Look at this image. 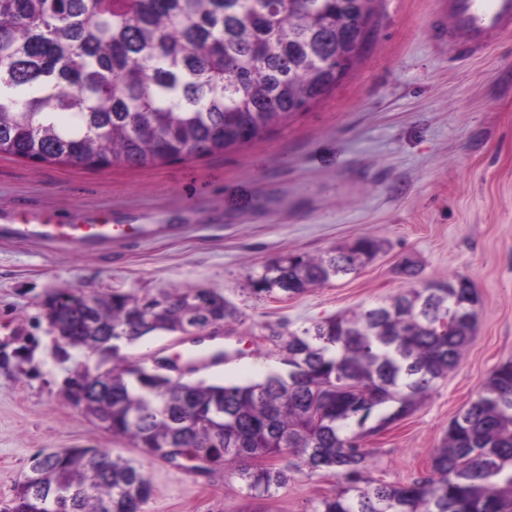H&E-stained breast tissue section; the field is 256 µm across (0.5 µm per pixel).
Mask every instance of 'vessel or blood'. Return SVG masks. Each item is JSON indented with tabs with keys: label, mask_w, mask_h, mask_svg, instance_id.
Instances as JSON below:
<instances>
[{
	"label": "vessel or blood",
	"mask_w": 512,
	"mask_h": 512,
	"mask_svg": "<svg viewBox=\"0 0 512 512\" xmlns=\"http://www.w3.org/2000/svg\"><path fill=\"white\" fill-rule=\"evenodd\" d=\"M448 18V49L464 57L484 54L500 39L512 34V0H441ZM31 223L17 224L14 236L35 238L50 247L84 240L109 241L122 235V228L90 220L75 221L57 215L44 216L31 210Z\"/></svg>",
	"instance_id": "vessel-or-blood-1"
}]
</instances>
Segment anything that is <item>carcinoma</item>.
Here are the masks:
<instances>
[{"label":"carcinoma","mask_w":512,"mask_h":512,"mask_svg":"<svg viewBox=\"0 0 512 512\" xmlns=\"http://www.w3.org/2000/svg\"><path fill=\"white\" fill-rule=\"evenodd\" d=\"M375 0H0V157L83 169L144 167L248 144L304 111L353 68ZM381 250L362 237L319 256L284 253L250 275L256 292L296 293L359 272ZM48 295L64 336L112 335L109 392L101 376L72 387L82 413L112 421L115 437L198 478L222 469L253 500L293 473H332L336 491L310 512H512V361L494 368L448 426L427 476H368L378 434L417 409L471 343L479 296L459 277L428 281L384 303L313 322L288 336L285 375L206 384L137 378L120 356L139 297L87 295L98 326L66 297ZM151 333L201 335L239 309L216 291L169 293ZM451 317L441 331L436 314ZM92 481L65 512H128L153 494L131 461L72 448L40 472L46 492ZM3 512H39L28 475Z\"/></svg>","instance_id":"1"}]
</instances>
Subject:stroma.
<instances>
[{
	"label": "stroma",
	"mask_w": 512,
	"mask_h": 512,
	"mask_svg": "<svg viewBox=\"0 0 512 512\" xmlns=\"http://www.w3.org/2000/svg\"><path fill=\"white\" fill-rule=\"evenodd\" d=\"M375 7L365 49L341 82L252 143L140 168L0 157V508L30 457L66 448H106L140 466L154 487L144 512H307L338 482L298 473L272 497L249 502L236 479L177 471L89 421L69 398L87 356L61 353L43 313L57 288L221 292L242 317L224 329L223 363L196 376L246 383L282 367L270 329L307 327L430 280L470 278L480 304L462 361L412 415L365 440L372 478L427 474L451 420L512 360V36L455 60L437 0ZM27 208L100 217L128 237L66 251L10 237L9 224ZM363 236L382 250L359 272L293 297L251 283L274 256H318ZM406 260L415 276L402 273ZM192 350L175 333L121 353L148 364Z\"/></svg>",
	"instance_id": "35a3bbf8"
}]
</instances>
